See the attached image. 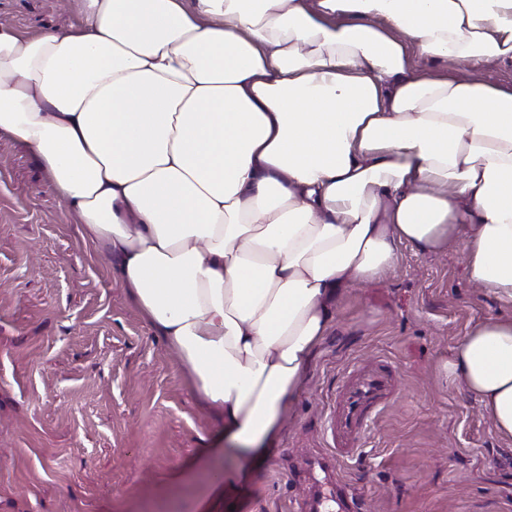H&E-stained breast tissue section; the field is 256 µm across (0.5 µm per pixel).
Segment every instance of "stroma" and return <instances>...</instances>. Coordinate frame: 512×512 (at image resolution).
I'll return each instance as SVG.
<instances>
[{"label":"stroma","mask_w":512,"mask_h":512,"mask_svg":"<svg viewBox=\"0 0 512 512\" xmlns=\"http://www.w3.org/2000/svg\"><path fill=\"white\" fill-rule=\"evenodd\" d=\"M60 0H0L25 34L77 23ZM467 278L460 242L400 245L379 281L348 289L270 463L217 512H324L344 478L352 512H512V442L440 365L501 314ZM385 360L397 393L356 454L335 461L326 422L352 367ZM214 412L154 334L106 258L0 137V512H204Z\"/></svg>","instance_id":"stroma-1"}]
</instances>
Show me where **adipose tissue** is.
I'll list each match as a JSON object with an SVG mask.
<instances>
[{"mask_svg":"<svg viewBox=\"0 0 512 512\" xmlns=\"http://www.w3.org/2000/svg\"><path fill=\"white\" fill-rule=\"evenodd\" d=\"M0 25V136L26 148L223 422L215 483L271 458L345 289L462 235L512 308V0H72ZM512 441V315L443 365ZM60 3V0H0V22H8L25 34L48 26L76 24L78 17ZM479 77L489 83L512 86V65L490 61L484 65L479 73Z\"/></svg>","mask_w":512,"mask_h":512,"instance_id":"obj_1","label":"adipose tissue"}]
</instances>
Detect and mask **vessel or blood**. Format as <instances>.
Instances as JSON below:
<instances>
[{
	"mask_svg": "<svg viewBox=\"0 0 512 512\" xmlns=\"http://www.w3.org/2000/svg\"><path fill=\"white\" fill-rule=\"evenodd\" d=\"M395 388V375L383 362L356 368L347 377L329 425L337 458L358 451L375 414L390 402Z\"/></svg>",
	"mask_w": 512,
	"mask_h": 512,
	"instance_id": "vessel-or-blood-1",
	"label": "vessel or blood"
}]
</instances>
